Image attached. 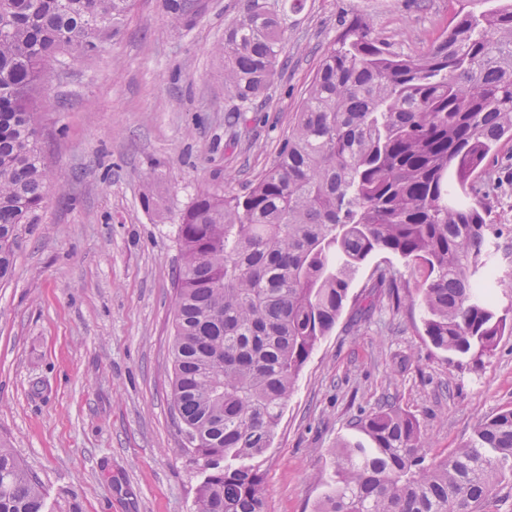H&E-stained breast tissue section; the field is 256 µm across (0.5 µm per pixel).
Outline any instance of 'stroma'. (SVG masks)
I'll list each match as a JSON object with an SVG mask.
<instances>
[{"instance_id": "stroma-1", "label": "stroma", "mask_w": 512, "mask_h": 512, "mask_svg": "<svg viewBox=\"0 0 512 512\" xmlns=\"http://www.w3.org/2000/svg\"><path fill=\"white\" fill-rule=\"evenodd\" d=\"M284 18L265 102L233 119L215 47L239 0H194L190 24L136 0L101 52L63 53L44 93L50 173L38 223L17 229L0 281V440L37 477L46 512H193L204 474L174 411L176 227L201 192L242 194L275 163L325 49L362 14L422 54L464 12L498 0H268ZM474 182L492 206L495 305L512 307V142ZM154 198L152 207L144 195ZM361 274L302 369L262 466L264 512H315L336 446L389 406L415 418L428 457L512 408V333L482 355L424 334L420 304L393 307Z\"/></svg>"}]
</instances>
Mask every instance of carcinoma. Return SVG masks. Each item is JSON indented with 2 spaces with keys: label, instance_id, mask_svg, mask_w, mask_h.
<instances>
[{
  "label": "carcinoma",
  "instance_id": "carcinoma-1",
  "mask_svg": "<svg viewBox=\"0 0 512 512\" xmlns=\"http://www.w3.org/2000/svg\"><path fill=\"white\" fill-rule=\"evenodd\" d=\"M134 0H0V281L20 224H35L48 173L33 94L46 65L86 55ZM176 21L191 0H166ZM285 27L241 0L216 51L224 95L246 112L274 78ZM512 141V5L460 16L422 55L354 16L330 44L276 163L244 195L202 193L180 214L173 402L205 471L195 512H263L261 461L283 406L349 290L377 254L421 274L425 335L456 354L491 350L488 202L471 197ZM400 303L398 277L376 267ZM318 512H483L512 480V408L452 455L427 459L417 422L391 407L356 425ZM0 512H44L38 480L0 443Z\"/></svg>",
  "mask_w": 512,
  "mask_h": 512
}]
</instances>
